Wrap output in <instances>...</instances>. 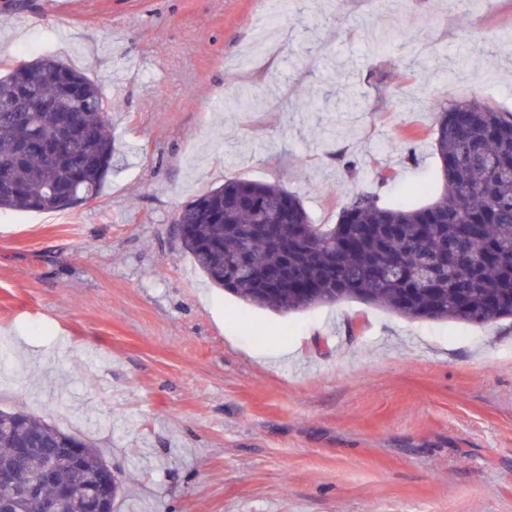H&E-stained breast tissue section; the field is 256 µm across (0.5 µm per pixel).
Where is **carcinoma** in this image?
Listing matches in <instances>:
<instances>
[{
	"instance_id": "1",
	"label": "carcinoma",
	"mask_w": 512,
	"mask_h": 512,
	"mask_svg": "<svg viewBox=\"0 0 512 512\" xmlns=\"http://www.w3.org/2000/svg\"><path fill=\"white\" fill-rule=\"evenodd\" d=\"M70 82L82 94L60 102ZM440 166L417 192L381 205L356 194L335 224H315L299 197L273 184L230 178L183 206L180 241L216 287L245 304L288 315L356 299L410 320L483 325L512 320V113L484 102L436 108ZM30 128L40 148L24 149ZM73 129L82 167L55 150ZM112 169L109 101L101 85L53 56L0 76V210L62 212L94 199ZM288 264V287H264ZM26 447L21 461L14 449ZM84 449L74 462L69 449ZM52 478L16 498L11 512L44 503L78 480L98 484L105 461L84 439L21 411L0 409V470Z\"/></svg>"
}]
</instances>
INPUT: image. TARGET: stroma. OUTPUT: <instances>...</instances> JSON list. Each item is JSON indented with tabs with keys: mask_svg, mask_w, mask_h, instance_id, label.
Masks as SVG:
<instances>
[{
	"mask_svg": "<svg viewBox=\"0 0 512 512\" xmlns=\"http://www.w3.org/2000/svg\"><path fill=\"white\" fill-rule=\"evenodd\" d=\"M266 11L0 0V59L97 80L114 142L95 199L0 212V408L128 474L114 512H512V321L250 307L174 224L228 178L280 185L317 224L425 181L437 105L512 111V0H290L237 67ZM348 86L362 111H335Z\"/></svg>",
	"mask_w": 512,
	"mask_h": 512,
	"instance_id": "stroma-1",
	"label": "stroma"
}]
</instances>
